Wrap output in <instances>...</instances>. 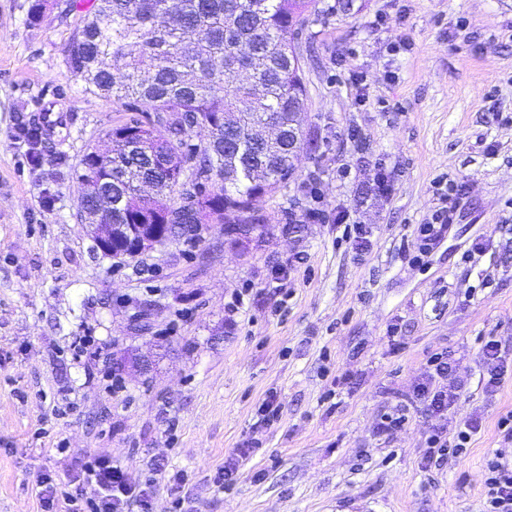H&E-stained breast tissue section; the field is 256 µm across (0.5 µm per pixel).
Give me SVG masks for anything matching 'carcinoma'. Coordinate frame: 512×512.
Returning <instances> with one entry per match:
<instances>
[{
  "mask_svg": "<svg viewBox=\"0 0 512 512\" xmlns=\"http://www.w3.org/2000/svg\"><path fill=\"white\" fill-rule=\"evenodd\" d=\"M312 0H93L71 37L64 61L87 92L124 101L141 116L126 131L162 137L183 156V180H171L163 155L132 139L112 155V218L118 224H176L179 234L216 220L248 228L259 221L255 198L286 186L295 172L288 117L305 104L293 40ZM147 105L148 110L141 109ZM212 138L195 143L200 121L224 119ZM156 196L145 201L138 185ZM205 198L189 201L194 184Z\"/></svg>",
  "mask_w": 512,
  "mask_h": 512,
  "instance_id": "obj_1",
  "label": "carcinoma"
}]
</instances>
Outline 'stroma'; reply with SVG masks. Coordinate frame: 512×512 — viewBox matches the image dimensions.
I'll return each instance as SVG.
<instances>
[{"instance_id": "stroma-1", "label": "stroma", "mask_w": 512, "mask_h": 512, "mask_svg": "<svg viewBox=\"0 0 512 512\" xmlns=\"http://www.w3.org/2000/svg\"><path fill=\"white\" fill-rule=\"evenodd\" d=\"M32 2L0 0V512H42V481L95 456L153 480L152 512H483L512 411V372L490 393L477 368L490 337L512 360V0H316L294 39L313 151L251 235L126 261L95 252L74 171L131 114L68 77L80 13L44 0L32 24ZM442 177L466 196L411 264ZM442 351L466 382L444 419L412 399ZM471 414L467 454L425 469L430 431ZM349 215L342 214L336 218V223L344 224L343 237L347 238L353 245L359 248H366L369 244L368 230L364 224H357L356 221H349Z\"/></svg>"}]
</instances>
